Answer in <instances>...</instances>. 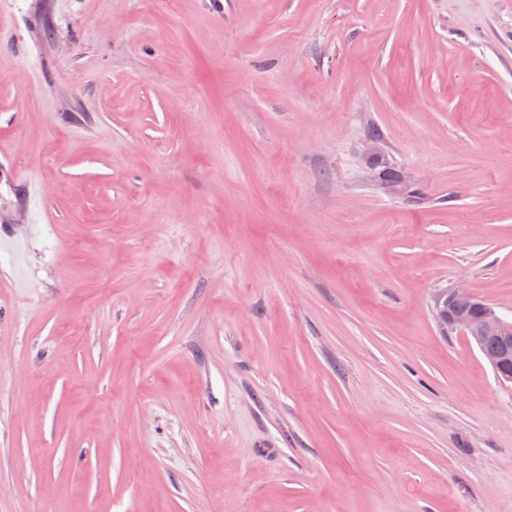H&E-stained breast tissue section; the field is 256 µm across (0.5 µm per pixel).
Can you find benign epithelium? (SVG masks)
<instances>
[{
    "instance_id": "7a95c632",
    "label": "benign epithelium",
    "mask_w": 512,
    "mask_h": 512,
    "mask_svg": "<svg viewBox=\"0 0 512 512\" xmlns=\"http://www.w3.org/2000/svg\"><path fill=\"white\" fill-rule=\"evenodd\" d=\"M433 305L441 335L466 336L477 346L495 375L512 383V319L502 317L491 304L461 286L438 289Z\"/></svg>"
}]
</instances>
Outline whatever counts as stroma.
I'll return each instance as SVG.
<instances>
[{
	"mask_svg": "<svg viewBox=\"0 0 512 512\" xmlns=\"http://www.w3.org/2000/svg\"><path fill=\"white\" fill-rule=\"evenodd\" d=\"M458 285L512 317V0H0V512H512Z\"/></svg>",
	"mask_w": 512,
	"mask_h": 512,
	"instance_id": "obj_1",
	"label": "stroma"
}]
</instances>
